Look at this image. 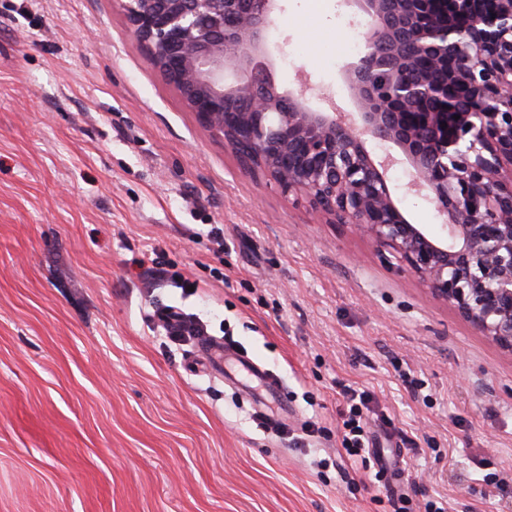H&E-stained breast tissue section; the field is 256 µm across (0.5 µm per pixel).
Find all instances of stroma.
<instances>
[{
    "mask_svg": "<svg viewBox=\"0 0 512 512\" xmlns=\"http://www.w3.org/2000/svg\"><path fill=\"white\" fill-rule=\"evenodd\" d=\"M284 90L354 105L341 0H282ZM174 306L276 396L171 343ZM374 397L383 461L342 445ZM387 472H380V465ZM512 512V352L243 173L119 0H0V512ZM343 394L348 402L350 414L349 418L343 422V427L346 429L343 443L349 446L345 450L349 456L362 457V453H366V451L369 454L368 448L370 447V439L361 425L363 409L368 410L369 408L370 394L365 390L358 391L351 387Z\"/></svg>",
    "mask_w": 512,
    "mask_h": 512,
    "instance_id": "stroma-1",
    "label": "stroma"
}]
</instances>
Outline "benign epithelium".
<instances>
[{"label": "benign epithelium", "instance_id": "obj_1", "mask_svg": "<svg viewBox=\"0 0 512 512\" xmlns=\"http://www.w3.org/2000/svg\"><path fill=\"white\" fill-rule=\"evenodd\" d=\"M280 2L121 5L149 63L244 172L373 240L512 352V0H346L367 21L344 69L354 112L317 111L272 80ZM398 164L441 219L434 231L397 205Z\"/></svg>", "mask_w": 512, "mask_h": 512}]
</instances>
